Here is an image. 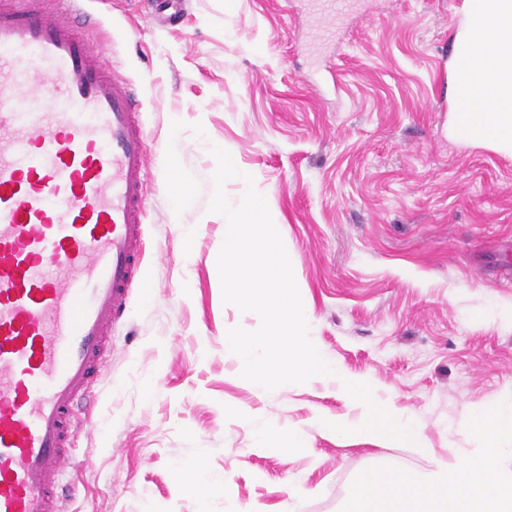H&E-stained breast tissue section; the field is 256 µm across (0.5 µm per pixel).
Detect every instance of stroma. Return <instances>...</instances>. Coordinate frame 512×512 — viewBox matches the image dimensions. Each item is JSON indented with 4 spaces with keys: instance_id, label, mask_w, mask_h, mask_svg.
<instances>
[{
    "instance_id": "1",
    "label": "stroma",
    "mask_w": 512,
    "mask_h": 512,
    "mask_svg": "<svg viewBox=\"0 0 512 512\" xmlns=\"http://www.w3.org/2000/svg\"><path fill=\"white\" fill-rule=\"evenodd\" d=\"M462 3L366 0L332 23L304 0H181L171 24L159 0H77V34L109 35L139 102L150 167L140 272L71 414L68 512H284L298 481L305 512H336L360 469L430 465L409 442L319 432L315 414H354L333 386L238 379L224 332L260 318L222 298L215 146L265 197L327 357L437 452L477 447L470 416L512 399V158L448 137ZM176 170L192 197L177 213ZM296 428L310 443L285 451ZM199 460L229 481L204 503L176 470Z\"/></svg>"
}]
</instances>
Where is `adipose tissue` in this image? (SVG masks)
Returning a JSON list of instances; mask_svg holds the SVG:
<instances>
[{
    "label": "adipose tissue",
    "instance_id": "obj_1",
    "mask_svg": "<svg viewBox=\"0 0 512 512\" xmlns=\"http://www.w3.org/2000/svg\"><path fill=\"white\" fill-rule=\"evenodd\" d=\"M448 95L450 139L512 156V0H465Z\"/></svg>",
    "mask_w": 512,
    "mask_h": 512
}]
</instances>
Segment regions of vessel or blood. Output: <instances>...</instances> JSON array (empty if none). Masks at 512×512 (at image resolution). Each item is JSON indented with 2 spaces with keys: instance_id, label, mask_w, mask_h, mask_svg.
<instances>
[{
  "instance_id": "1",
  "label": "vessel or blood",
  "mask_w": 512,
  "mask_h": 512,
  "mask_svg": "<svg viewBox=\"0 0 512 512\" xmlns=\"http://www.w3.org/2000/svg\"><path fill=\"white\" fill-rule=\"evenodd\" d=\"M28 2L0 8V512H64L68 419L140 269L150 157L105 53Z\"/></svg>"
}]
</instances>
